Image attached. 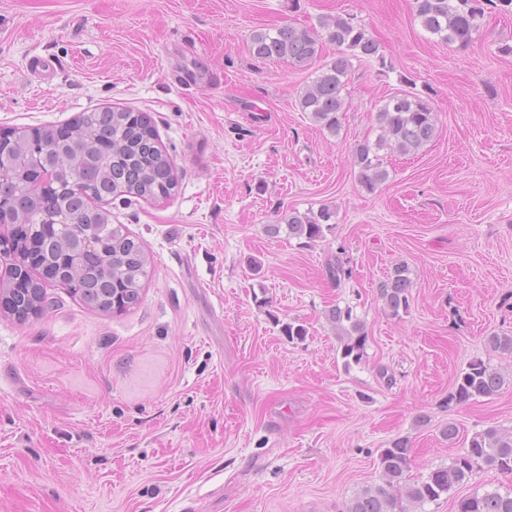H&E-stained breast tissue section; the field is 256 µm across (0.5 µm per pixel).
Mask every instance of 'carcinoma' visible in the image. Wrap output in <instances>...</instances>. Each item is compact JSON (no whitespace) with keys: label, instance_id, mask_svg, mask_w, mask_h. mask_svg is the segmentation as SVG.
Wrapping results in <instances>:
<instances>
[{"label":"carcinoma","instance_id":"cac0c4a2","mask_svg":"<svg viewBox=\"0 0 512 512\" xmlns=\"http://www.w3.org/2000/svg\"><path fill=\"white\" fill-rule=\"evenodd\" d=\"M486 2L493 0H415L416 17L441 41L466 48L482 27ZM321 29L338 52L301 89L298 106L322 129L335 135L347 111L343 90L352 60L373 59L386 66L380 44L363 25L350 16L328 15L320 20L318 30L289 25L260 29L250 36L248 50L257 59L306 69L318 56ZM376 120L380 128L377 139H366L352 149L360 183L369 191L388 177L380 151L414 154L436 135L433 110L424 98L413 93H396L383 99ZM60 130L59 125L32 129L37 148H28L11 181L0 184V212L5 219L22 217L30 224L14 241L13 249L20 251L29 266L41 270L43 278L70 288L91 309L122 314L143 300L142 279L148 275V257L137 238L122 226L112 225L109 214L91 207L89 202L167 198L177 186L173 163L145 113L123 108L90 110L74 120L68 132L73 148L69 171L57 176L39 199L33 182L40 176L41 146L57 141ZM334 215L328 207L316 212L292 211L281 218V223L268 225V230L278 235L284 229L288 236L311 245L325 238ZM58 217L68 220L58 233L48 235L40 228ZM87 234L101 247L85 252L80 264L73 267L65 260V242ZM41 288L40 282L31 279L26 290L12 294L11 311L18 320L40 310ZM411 288L409 268L402 263L394 265L378 288L391 315L408 311ZM327 317L336 329L344 364L360 363L368 340L361 320L351 307L338 305L329 310ZM282 334L290 343H301L309 330L293 320L282 326ZM487 343L495 351L512 354V335L493 333ZM505 383L503 373L476 358L457 376L448 404L459 406L478 397L494 396ZM410 461L408 441H391L379 455L380 482L357 492L346 503L345 512H416L480 471L512 472V435L506 437L493 427L478 432L449 464L431 470L412 484L406 483ZM455 512H512V490L476 491L458 499Z\"/></svg>","mask_w":512,"mask_h":512}]
</instances>
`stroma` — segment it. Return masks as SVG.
Returning <instances> with one entry per match:
<instances>
[{
  "label": "stroma",
  "mask_w": 512,
  "mask_h": 512,
  "mask_svg": "<svg viewBox=\"0 0 512 512\" xmlns=\"http://www.w3.org/2000/svg\"><path fill=\"white\" fill-rule=\"evenodd\" d=\"M353 15L389 63L354 60L337 135L296 100L311 70L250 55L252 32ZM512 13L469 47L427 32L415 0H0V130L105 107L144 112L176 169L170 198L103 203L148 255L142 304L89 309L45 287L39 315L0 313V512H343L408 439L414 481L487 427L512 433V382L448 406L476 357L512 379ZM429 97L435 138L387 155L365 190L355 143L385 97ZM335 212L312 245L267 227ZM352 272L338 284L328 274ZM407 264L410 308L378 286ZM368 340L345 366L326 319ZM309 329L289 343L291 320ZM454 424L447 440L441 429ZM512 488L482 471L418 512ZM327 317L336 329L345 366L360 363L368 340L361 320L354 315L351 307L342 308L339 305L330 309Z\"/></svg>",
  "instance_id": "stroma-1"
}]
</instances>
